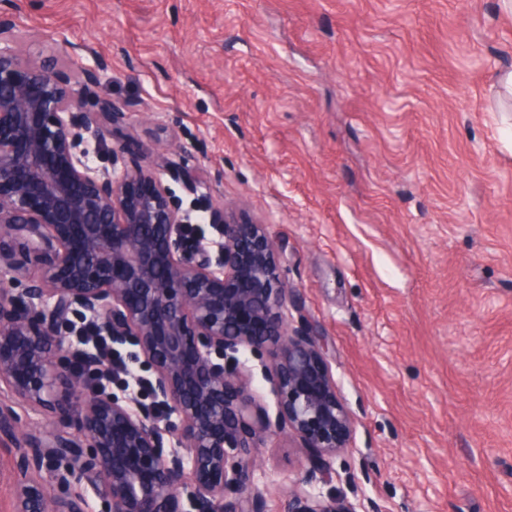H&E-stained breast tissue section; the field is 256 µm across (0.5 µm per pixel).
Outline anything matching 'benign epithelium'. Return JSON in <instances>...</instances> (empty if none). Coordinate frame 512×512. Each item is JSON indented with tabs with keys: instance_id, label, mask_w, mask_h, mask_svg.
<instances>
[{
	"instance_id": "obj_1",
	"label": "benign epithelium",
	"mask_w": 512,
	"mask_h": 512,
	"mask_svg": "<svg viewBox=\"0 0 512 512\" xmlns=\"http://www.w3.org/2000/svg\"><path fill=\"white\" fill-rule=\"evenodd\" d=\"M14 27L0 15V277L24 288L0 287V386L34 410L63 387L77 407L66 426L21 430L0 406V432L19 442L15 512H90L70 490L83 480L103 483L107 512H263L257 458L283 433L313 450L312 479L331 483L327 459L352 419L322 341L290 329L293 290L264 225L212 207L201 221L217 251L188 241L167 162L117 168L96 114L123 108L90 95V73L66 90L64 71L14 49ZM103 338L138 348L152 370L121 397L106 382L128 367L88 346ZM288 512L359 510L293 488Z\"/></svg>"
}]
</instances>
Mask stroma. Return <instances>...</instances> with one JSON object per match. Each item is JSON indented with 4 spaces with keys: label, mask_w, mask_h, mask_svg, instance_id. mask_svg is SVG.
<instances>
[{
    "label": "stroma",
    "mask_w": 512,
    "mask_h": 512,
    "mask_svg": "<svg viewBox=\"0 0 512 512\" xmlns=\"http://www.w3.org/2000/svg\"><path fill=\"white\" fill-rule=\"evenodd\" d=\"M20 49L124 105L120 162L264 225L354 419L333 492L363 512H512V14L499 0H0ZM6 390L20 427L66 418ZM308 452L269 439L285 512Z\"/></svg>",
    "instance_id": "stroma-1"
}]
</instances>
